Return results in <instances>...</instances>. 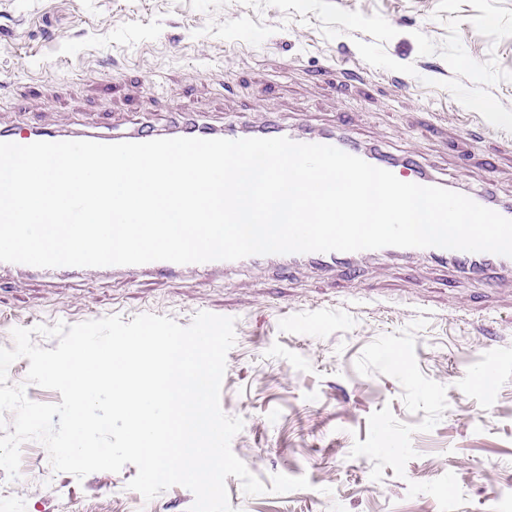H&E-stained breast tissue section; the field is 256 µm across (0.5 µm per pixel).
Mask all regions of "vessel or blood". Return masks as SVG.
Wrapping results in <instances>:
<instances>
[{"mask_svg":"<svg viewBox=\"0 0 512 512\" xmlns=\"http://www.w3.org/2000/svg\"><path fill=\"white\" fill-rule=\"evenodd\" d=\"M290 137L298 143H316L332 145L340 150L357 156L367 163L390 171L404 182L416 183L424 186H439L451 188L450 180L437 176L420 164L413 154L405 152L398 156L389 155L379 149H363L354 139L344 133L334 130L311 131L304 129L298 132H288L273 120L262 123L245 124L239 127H227L221 124L201 123L193 117L173 122L161 128L136 127L124 134L121 139L125 142H146L156 139L171 138H200L230 140L244 138H277ZM107 134L94 132L88 129H49L38 124L25 126H9L0 128V142H14L30 144L37 141H94L100 143L110 142ZM382 255L393 257L403 262H410L417 258H426L433 263L453 269L461 276H477L488 282H495L499 276L512 272V257L500 256L492 253H472L459 250H448L437 247L429 248H399L385 247ZM363 252H310L272 255H252L236 261H210L205 263L176 264L167 261H156L142 265H120L112 267L111 273L116 278L154 277H182L188 274L206 273L221 274L229 270L243 267L262 268L282 272L288 270L290 265L306 263L310 267L320 270L324 274L355 279L361 272Z\"/></svg>","mask_w":512,"mask_h":512,"instance_id":"b4317fda","label":"vessel or blood"}]
</instances>
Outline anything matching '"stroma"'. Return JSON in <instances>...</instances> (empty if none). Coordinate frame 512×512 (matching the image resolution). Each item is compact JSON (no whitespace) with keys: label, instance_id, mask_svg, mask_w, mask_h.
<instances>
[{"label":"stroma","instance_id":"1","mask_svg":"<svg viewBox=\"0 0 512 512\" xmlns=\"http://www.w3.org/2000/svg\"><path fill=\"white\" fill-rule=\"evenodd\" d=\"M475 96L512 112V0H0V127L123 132L188 112L329 130L344 114L363 145L512 202V122L480 129ZM201 311L235 320L220 396L244 422L233 453L262 482L310 483L248 496L227 477L237 512H512V277L489 287L383 257L352 281L307 266L7 276L0 347L16 328L140 314L187 326ZM136 473H58L28 441L19 478L0 469V512L106 498L112 512H188L190 490L147 501L128 487Z\"/></svg>","mask_w":512,"mask_h":512}]
</instances>
